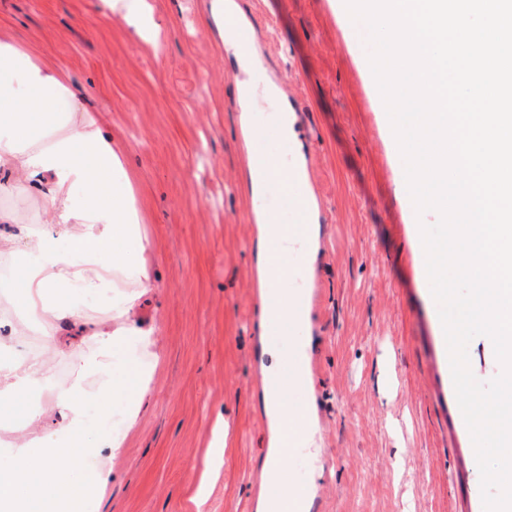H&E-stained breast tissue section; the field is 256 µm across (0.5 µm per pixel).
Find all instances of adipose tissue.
Returning <instances> with one entry per match:
<instances>
[{
  "label": "adipose tissue",
  "mask_w": 512,
  "mask_h": 512,
  "mask_svg": "<svg viewBox=\"0 0 512 512\" xmlns=\"http://www.w3.org/2000/svg\"><path fill=\"white\" fill-rule=\"evenodd\" d=\"M103 10L122 20L134 39L159 47L161 27L150 0H101ZM295 116L275 115L276 141L265 155L277 171H303L301 153L285 158L280 146L296 143ZM0 196L37 197L30 214L0 206V224L10 228L0 252L22 251L21 276L0 279V288H18L10 313L0 315L11 342L0 340V406L38 391L61 421L40 435H19L0 443V512H95L120 457L124 434L112 429L106 400L124 401L126 422L143 401L153 370L135 372L127 344L155 348L153 327L141 315L143 297L155 286L149 247L136 190L125 167L124 146L111 129L73 91L70 74L0 29ZM282 212L258 213L257 278L268 285L284 275L294 248L313 254L317 231L311 224H285ZM63 227L61 239L47 226ZM108 295L109 307L95 310L88 298ZM82 342L71 350L77 376L57 383L47 362L29 358L23 338L39 330L54 346L60 326ZM95 376L98 387L84 379ZM83 479L73 482L71 470Z\"/></svg>",
  "instance_id": "obj_1"
}]
</instances>
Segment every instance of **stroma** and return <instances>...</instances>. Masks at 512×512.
Returning <instances> with one entry per match:
<instances>
[{
    "label": "stroma",
    "instance_id": "35a3bbf8",
    "mask_svg": "<svg viewBox=\"0 0 512 512\" xmlns=\"http://www.w3.org/2000/svg\"><path fill=\"white\" fill-rule=\"evenodd\" d=\"M257 31L261 84L276 82L296 116L319 248L303 286L308 322L261 337L256 204L243 151L233 48L205 27L210 0H153L160 52L144 48L100 0H0V28L67 69L125 148L156 286L141 315L157 332L150 394L125 430L98 512H254L269 451L261 369L271 349L304 345L315 447L289 455L293 482L318 512H484L473 443L459 419L425 255L400 186L390 122L340 0H239ZM60 333L51 356L29 355L72 380ZM230 426L224 467L202 506L213 417Z\"/></svg>",
    "mask_w": 512,
    "mask_h": 512
}]
</instances>
